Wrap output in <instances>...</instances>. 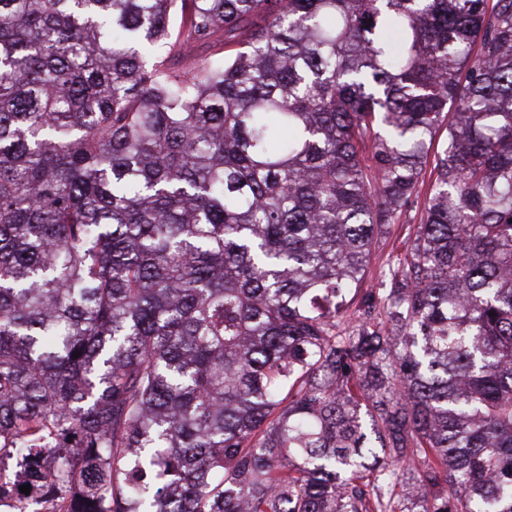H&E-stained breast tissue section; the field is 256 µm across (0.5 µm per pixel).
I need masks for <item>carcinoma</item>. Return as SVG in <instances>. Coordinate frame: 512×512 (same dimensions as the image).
<instances>
[{
	"mask_svg": "<svg viewBox=\"0 0 512 512\" xmlns=\"http://www.w3.org/2000/svg\"><path fill=\"white\" fill-rule=\"evenodd\" d=\"M5 448L49 512H512V0H0ZM425 180L426 186L423 187L420 196L403 210L394 224H391L390 233L381 238L373 253L368 273L362 285L363 288H381V282L388 269L387 264L403 257L409 229L416 224H421L423 218L424 198L428 189L429 177H425Z\"/></svg>",
	"mask_w": 512,
	"mask_h": 512,
	"instance_id": "cac0c4a2",
	"label": "carcinoma"
}]
</instances>
